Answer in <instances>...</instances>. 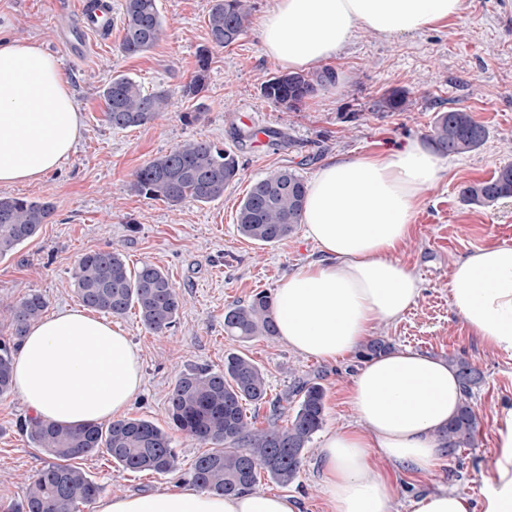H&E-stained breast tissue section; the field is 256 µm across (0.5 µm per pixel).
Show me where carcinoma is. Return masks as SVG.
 Wrapping results in <instances>:
<instances>
[{"mask_svg":"<svg viewBox=\"0 0 512 512\" xmlns=\"http://www.w3.org/2000/svg\"><path fill=\"white\" fill-rule=\"evenodd\" d=\"M249 0H213L208 15L209 45L199 50L198 67L183 86L186 97L204 90L210 49L223 48L243 36L249 25ZM121 50L136 55L158 41L164 19L158 0H123ZM335 73L324 69L305 73L275 74L261 86L263 97L288 111H297L321 87L335 82ZM105 118L114 129L145 126L168 110L171 94L166 89L144 92L125 75L110 76L103 88ZM408 92L394 89L375 103L378 112H403ZM487 132L472 113L460 108L440 113L429 134L437 152L458 155L479 148ZM236 154L219 149L208 140H193L154 157L133 174L131 190L172 207L186 200L209 203L239 179ZM304 180L292 169L281 168L257 179L241 200L237 213L239 232L261 245H273L292 234L301 223L305 202ZM464 202L484 206L512 198V164L500 167L487 180H477L460 190ZM53 206L47 201L0 197V258L12 254L48 223ZM76 295L83 306L113 317L136 309L142 326L163 335L174 326L181 296L169 275L142 261L130 267L116 248L82 254L73 270ZM47 303L40 293H30L0 310L11 326V336L0 341V396L14 390V351L28 327L36 322ZM224 332L244 342L256 336H277L274 298L261 291L245 304H233L224 313ZM390 351V343L368 340L362 357L372 359ZM465 389L457 415L442 433L448 435V453L470 445L478 422L468 401L479 371L459 356L448 358ZM265 373L251 358L229 353L224 368L195 367L182 372L167 392L172 424L200 442L224 447L199 456L192 467V481L203 491L233 494L254 487L264 472L275 483L288 486L300 474L305 451L325 424V389L317 382L298 380L291 396L298 398L291 422L278 424L291 396L271 402L267 426L256 428L246 405L267 402ZM28 439L48 461L26 486L25 512H83L81 507L99 498L103 488L83 468L73 464L104 451L124 471L166 475L176 469L177 455L168 433L150 420L122 418L106 423L64 427L30 418L20 424Z\"/></svg>","mask_w":512,"mask_h":512,"instance_id":"1","label":"carcinoma"}]
</instances>
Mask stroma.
Instances as JSON below:
<instances>
[{"mask_svg":"<svg viewBox=\"0 0 512 512\" xmlns=\"http://www.w3.org/2000/svg\"><path fill=\"white\" fill-rule=\"evenodd\" d=\"M80 5L81 0H0V25L12 37L40 41L55 57L82 117L75 146L57 169L36 183L0 187V196L44 199L54 207L33 238L0 259V310L33 292L45 297L47 313L80 308L72 282L75 263L86 252L108 247L120 250L129 265L155 264L176 283L183 304L166 334L146 331L134 311L117 323L142 361L143 386L126 414L168 431L177 468L165 476L132 473L97 452L79 465L102 486L103 497L190 484L192 463L208 446L174 428L166 394L185 369L223 367L231 352L252 358L267 375L268 403L246 408L255 427L266 426L270 400L300 379L325 388L326 429L356 424L348 391L364 364L358 354L322 361L278 339L239 342L225 334L230 304L248 302L262 290L275 292L282 278L319 256L300 228L272 246L243 237L236 224L239 204L252 183L270 172L288 167L307 181L330 157L427 140L439 113L463 108L485 126L486 139L473 152L448 156L443 180L425 193L411 237L397 254L421 279L422 294L399 320L378 325L374 334L395 348L464 357L483 376L470 399L478 418L472 445L430 475H398L393 512H410L412 498L441 489L482 505L484 477L498 457L501 410L512 407V352L489 350L469 333L451 305L448 285L456 260L485 245L512 244V199L479 207L460 196L465 184L512 163V0H471L459 17L413 36L358 33L331 64L344 75L342 86L326 87L298 112L277 108L261 93L262 82L281 71L258 39V25L273 0H250L249 29L234 44L212 49L206 88L195 99L184 97L181 88L208 43L211 0H159L165 29L148 52L122 54V25L116 21L110 38H91L86 55L72 61L59 48L56 18L77 20ZM112 74L127 75L147 92L168 89L167 112L142 127L109 126L101 89ZM395 88L408 91V109L374 111V102ZM197 110L200 120H185V113ZM253 124L281 131L282 142L237 140V132ZM195 139L239 158L241 178L221 199L172 208L131 191L139 167ZM29 416L19 394L0 398V512H16L27 478L46 460L19 428ZM319 448V442L311 443L296 483L283 487L263 474L257 490L298 496L301 512H327L318 487Z\"/></svg>","mask_w":512,"mask_h":512,"instance_id":"obj_1","label":"stroma"}]
</instances>
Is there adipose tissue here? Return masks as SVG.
Returning a JSON list of instances; mask_svg holds the SVG:
<instances>
[{
    "label": "adipose tissue",
    "mask_w": 512,
    "mask_h": 512,
    "mask_svg": "<svg viewBox=\"0 0 512 512\" xmlns=\"http://www.w3.org/2000/svg\"><path fill=\"white\" fill-rule=\"evenodd\" d=\"M466 0H274L259 32L264 54L302 72L338 56L358 32L396 38L458 17ZM81 116L55 58L35 40L0 39V187L35 183L66 159ZM442 156L424 143L326 161L306 190L302 222L319 258L275 291L279 338L297 353L336 361L416 303L423 284L395 254L410 237L425 192L444 178ZM451 304L471 335L512 351V245L475 249L453 267ZM14 383L34 416L64 426L120 419L142 384L137 348L120 327L82 309L31 325ZM463 387L447 361L400 348L353 376L357 426L326 433L321 493L328 512H391L393 481L374 457L429 474L445 455L440 432ZM500 458L485 479L484 512H512V408L498 430ZM96 512H299L295 497L255 490L217 496L192 486L122 493Z\"/></svg>",
    "instance_id": "ef3b65f1"
}]
</instances>
